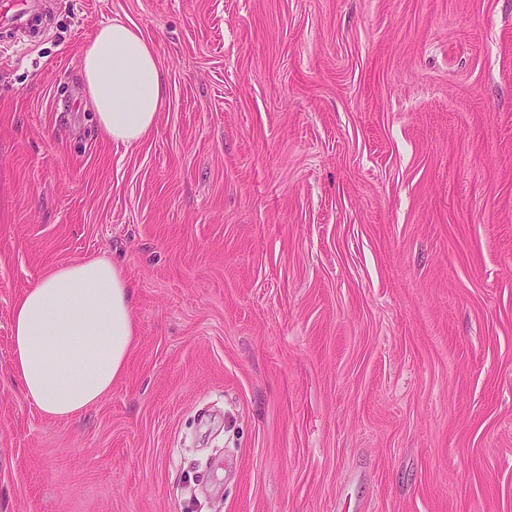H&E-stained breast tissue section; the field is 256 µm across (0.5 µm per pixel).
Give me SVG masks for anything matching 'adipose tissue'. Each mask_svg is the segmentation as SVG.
Wrapping results in <instances>:
<instances>
[{"label": "adipose tissue", "mask_w": 512, "mask_h": 512, "mask_svg": "<svg viewBox=\"0 0 512 512\" xmlns=\"http://www.w3.org/2000/svg\"><path fill=\"white\" fill-rule=\"evenodd\" d=\"M81 74L106 137L132 145L156 127L165 75L138 29L101 25L83 49ZM133 294L119 266L92 258L54 268L14 306L12 370L45 416L96 404L123 374L136 334Z\"/></svg>", "instance_id": "obj_1"}]
</instances>
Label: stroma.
<instances>
[{"label":"stroma","instance_id":"obj_1","mask_svg":"<svg viewBox=\"0 0 512 512\" xmlns=\"http://www.w3.org/2000/svg\"><path fill=\"white\" fill-rule=\"evenodd\" d=\"M167 75L134 145L81 52ZM0 33V512H512V0H49ZM94 257L124 374L49 418L11 312ZM81 75L102 133L132 145L158 122L165 75L154 44L120 22L103 24L83 49Z\"/></svg>","mask_w":512,"mask_h":512}]
</instances>
